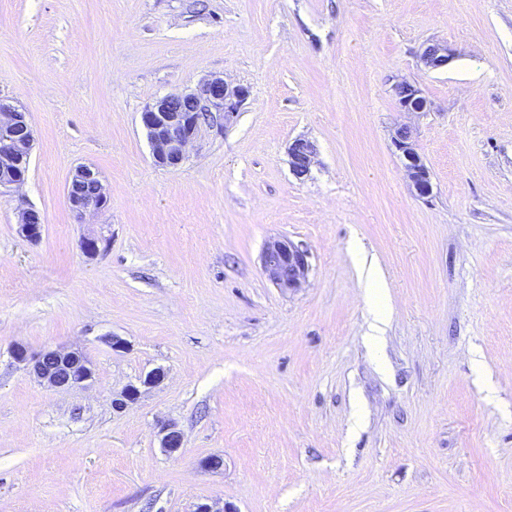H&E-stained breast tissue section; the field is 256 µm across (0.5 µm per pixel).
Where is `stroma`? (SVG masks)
Listing matches in <instances>:
<instances>
[{"label": "stroma", "instance_id": "1", "mask_svg": "<svg viewBox=\"0 0 512 512\" xmlns=\"http://www.w3.org/2000/svg\"><path fill=\"white\" fill-rule=\"evenodd\" d=\"M433 42L455 53L438 71ZM211 76L248 99L156 167L143 108ZM401 79L429 112L399 111ZM0 98L34 133L0 197V512H512V0H0ZM84 164L108 206L81 224ZM276 237L309 254L296 290L262 270ZM355 239L388 309L374 349ZM17 343L82 347L94 384L47 388ZM455 53L446 44L433 43L424 48L420 55V62L425 69L435 71L446 67L453 59ZM392 145L402 160L415 195L421 199L428 198L432 193L431 175L418 152L411 128L407 125L398 126L392 137ZM289 153L293 174L298 178L306 176L310 172L316 156L314 143L304 139H296L291 144ZM93 183V191L87 193L84 186ZM67 199L77 218L84 219L102 211L107 204V196L99 173L87 165L75 168L67 186ZM165 373L162 369L156 368L140 377L137 384L127 385L123 391L113 396L112 406L117 411L125 409L129 403L135 402L141 395L140 387H153L161 383ZM160 447L168 454L177 453L183 445V435L175 423L162 424L158 431Z\"/></svg>", "mask_w": 512, "mask_h": 512}]
</instances>
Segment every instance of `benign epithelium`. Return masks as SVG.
Here are the masks:
<instances>
[{"instance_id": "benign-epithelium-1", "label": "benign epithelium", "mask_w": 512, "mask_h": 512, "mask_svg": "<svg viewBox=\"0 0 512 512\" xmlns=\"http://www.w3.org/2000/svg\"><path fill=\"white\" fill-rule=\"evenodd\" d=\"M454 56L448 45L434 43L424 48L420 62L425 69L435 71L446 67ZM393 90L400 98V111H430V104L417 85L401 80L394 83ZM248 95L249 90L243 85L231 86L221 77H211L190 92L168 94L148 104L140 113V124L152 145L154 164L164 168L181 165L199 137L202 119L218 114L229 120L240 110ZM33 143V129L27 113L0 99V190L18 189L24 185ZM392 145L402 160L415 195L421 199L429 197L432 193L431 175L418 152L411 128L398 126ZM289 153L293 174L298 178L307 175L316 156L314 143L296 139ZM66 193L73 213L80 219L102 211L107 204L99 173L87 165L75 168ZM33 213L32 209L17 212L18 232L31 242L38 240L42 233V224L34 223ZM261 264L272 282L283 291L300 287L309 269L307 252L285 239H273L265 244ZM12 354L30 375L54 389L83 388L95 379L92 362L78 347L35 352L17 344ZM164 377L160 368L149 371L139 378L138 383L127 385L112 398L113 408L117 411L125 409L140 397V387L156 386ZM158 438L160 447L170 455L182 448L183 435L174 423L161 425Z\"/></svg>"}]
</instances>
